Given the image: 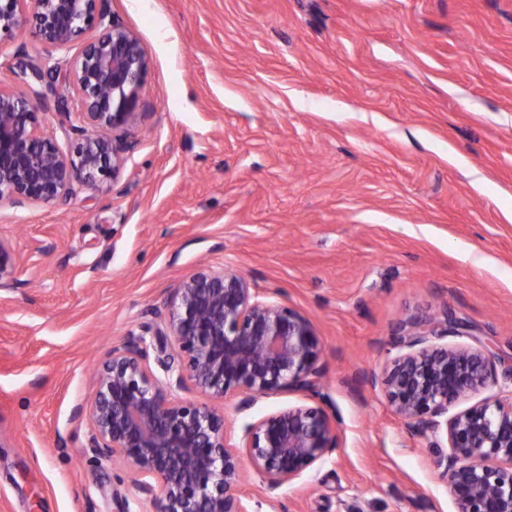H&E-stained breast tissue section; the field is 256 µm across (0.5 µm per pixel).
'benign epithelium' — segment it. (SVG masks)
Returning a JSON list of instances; mask_svg holds the SVG:
<instances>
[{
	"mask_svg": "<svg viewBox=\"0 0 512 512\" xmlns=\"http://www.w3.org/2000/svg\"><path fill=\"white\" fill-rule=\"evenodd\" d=\"M107 0H0V42L21 31L34 7L38 35L62 49L95 29L62 67L17 63L22 91L0 87V205L16 208L63 201L75 186L96 190L113 180L132 148L149 60L137 34L106 10ZM70 84L86 105L84 126L68 148L42 128L46 98L39 86ZM120 131L116 139L103 135ZM20 258L0 238V291L16 287ZM164 328L112 348L95 371L87 451L112 463L121 485H135L152 512H257L262 502L241 491L243 459L270 490L290 485L323 464L338 445L336 425L319 404L265 416L227 443L224 415L210 404L176 395L189 388L215 401L242 395L246 408L285 390H313L323 349L313 323L270 304L247 279L227 268L201 266L172 289ZM457 321L425 317L400 334L401 349L371 376L391 410L413 433L446 442L438 465L458 512H512V394L448 415L449 408L492 379L477 348L448 346Z\"/></svg>",
	"mask_w": 512,
	"mask_h": 512,
	"instance_id": "1",
	"label": "benign epithelium"
}]
</instances>
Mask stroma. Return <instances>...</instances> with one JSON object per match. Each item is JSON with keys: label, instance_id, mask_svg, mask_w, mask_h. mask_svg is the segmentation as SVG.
<instances>
[{"label": "stroma", "instance_id": "35a3bbf8", "mask_svg": "<svg viewBox=\"0 0 512 512\" xmlns=\"http://www.w3.org/2000/svg\"><path fill=\"white\" fill-rule=\"evenodd\" d=\"M150 61L137 142L118 176L64 202L0 206L20 258L0 292V512H116L112 465L82 459L94 369L199 264L243 273L308 317L315 393L221 404L227 441L322 405L339 440L266 493L278 512H457L437 456L368 378L400 325L463 324L449 344L512 390V0H107ZM35 16L0 43L69 60Z\"/></svg>", "mask_w": 512, "mask_h": 512}]
</instances>
